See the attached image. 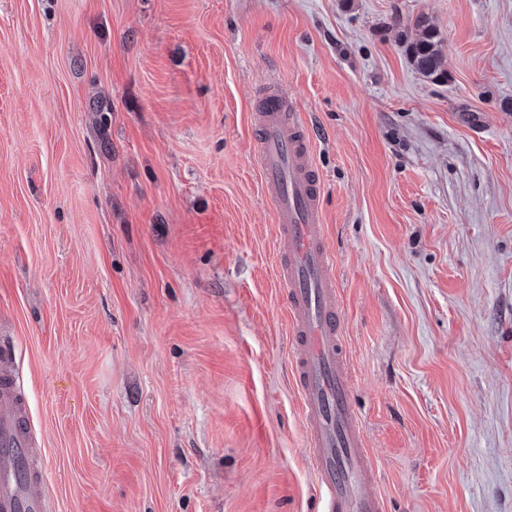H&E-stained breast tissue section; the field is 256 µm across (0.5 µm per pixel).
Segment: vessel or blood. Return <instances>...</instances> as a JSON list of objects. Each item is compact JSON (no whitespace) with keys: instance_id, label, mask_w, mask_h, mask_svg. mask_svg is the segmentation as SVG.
I'll return each instance as SVG.
<instances>
[{"instance_id":"obj_1","label":"vessel or blood","mask_w":512,"mask_h":512,"mask_svg":"<svg viewBox=\"0 0 512 512\" xmlns=\"http://www.w3.org/2000/svg\"><path fill=\"white\" fill-rule=\"evenodd\" d=\"M263 97L251 125L264 191L274 206L277 282L285 294L295 384L322 512H385L383 498L372 491L376 468L353 406L336 259L325 241L322 182L307 125L291 112L282 87L267 88ZM22 386L16 373H0V512H47L45 499L32 490L34 444L18 398Z\"/></svg>"}]
</instances>
